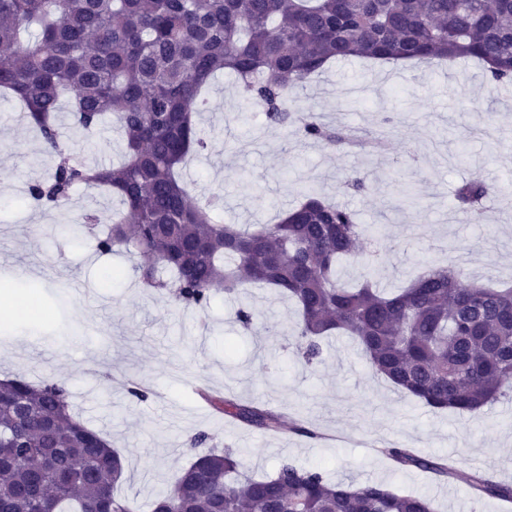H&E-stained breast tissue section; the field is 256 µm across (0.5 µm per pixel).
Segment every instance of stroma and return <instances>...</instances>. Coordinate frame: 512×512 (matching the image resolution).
Returning <instances> with one entry per match:
<instances>
[{
  "mask_svg": "<svg viewBox=\"0 0 512 512\" xmlns=\"http://www.w3.org/2000/svg\"><path fill=\"white\" fill-rule=\"evenodd\" d=\"M206 99L197 121L209 148L187 161L183 178L198 198L223 194V223L274 221L309 188L356 211L376 232L366 244L375 254L368 266L340 267L346 285L368 278L391 292L450 261L481 283L512 285V86H491L477 63L341 60L296 90L294 107L326 122L386 125L388 145L376 155L329 151L298 136L282 153V131L268 126L225 75L210 82ZM57 123L79 161L102 166L119 159L116 125L88 138L65 108ZM54 164L18 104L0 97V308L29 296L41 309L0 332L12 349L0 356V376L65 381L72 412L125 459L117 496L146 512L188 464L187 439L205 430L219 446L238 449L257 476L288 459L334 481L384 482L424 495L436 512H512L499 500L476 498L461 481L395 469L378 451L401 443L512 483V400L474 416L431 409L373 372L345 336L332 337L321 359L307 364L291 337L295 302L269 289L216 295L204 312L173 306L140 286L132 257L96 252L94 234L119 209L116 197L80 188L67 204L41 206L24 194ZM357 171L367 177L366 193L344 185ZM474 176L495 190L475 219L460 212L455 196ZM403 183L412 184L419 209L398 206ZM86 212L101 219L95 232L78 224ZM242 305L256 317L253 330L235 321ZM133 382L147 399L129 395ZM201 389L304 418L320 437L240 427L201 400Z\"/></svg>",
  "mask_w": 512,
  "mask_h": 512,
  "instance_id": "obj_1",
  "label": "stroma"
}]
</instances>
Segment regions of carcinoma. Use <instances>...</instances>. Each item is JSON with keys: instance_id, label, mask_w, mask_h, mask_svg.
Returning a JSON list of instances; mask_svg holds the SVG:
<instances>
[{"instance_id": "cac0c4a2", "label": "carcinoma", "mask_w": 512, "mask_h": 512, "mask_svg": "<svg viewBox=\"0 0 512 512\" xmlns=\"http://www.w3.org/2000/svg\"><path fill=\"white\" fill-rule=\"evenodd\" d=\"M0 0V92L18 99L57 163L29 186L38 203L64 204L80 187L103 188L124 211L96 237L101 255L134 249V272L184 310L206 311L216 292L263 284L294 300L299 350L311 362L321 340L344 332L371 368L434 410L473 414L512 396V288L431 268L388 295L366 280L340 282L338 264L362 259L368 237L351 209L307 191L275 224H220L224 197L200 202L179 179L207 149L196 124L200 91L235 75L241 97L267 122L326 148L380 153L385 130L330 125L288 102L335 60L476 59L497 86L512 83V0ZM69 100L82 132L114 117L118 166H89L61 144L56 112ZM490 191L475 176L456 197L476 214ZM64 382L0 380V512H134L114 494L121 457L71 412ZM218 413L265 432L283 415L222 393L200 392ZM400 468L464 481L480 497L512 502V484L463 471L412 448L380 449ZM151 512H433L431 501L380 482H333L319 468L282 462L256 478L234 448L196 454Z\"/></svg>"}]
</instances>
